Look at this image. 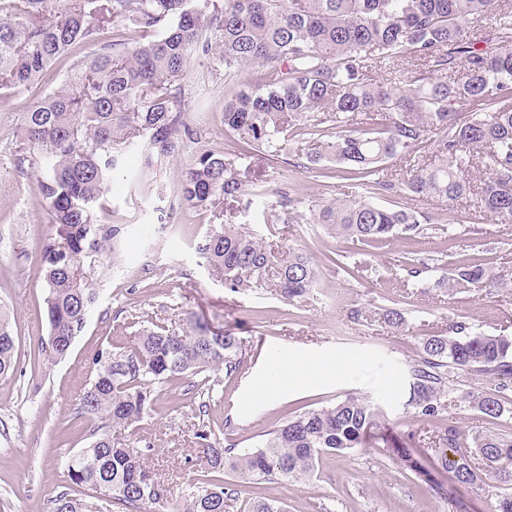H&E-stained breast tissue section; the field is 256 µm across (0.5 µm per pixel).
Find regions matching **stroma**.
<instances>
[{
  "mask_svg": "<svg viewBox=\"0 0 512 512\" xmlns=\"http://www.w3.org/2000/svg\"><path fill=\"white\" fill-rule=\"evenodd\" d=\"M69 72V65H58L38 88L0 93V306L9 313L17 359L14 374L0 379V512H51L58 493H76L65 460L89 444L92 430L79 412L80 399L94 355L118 331L162 325L180 333L196 319L212 330L236 333L244 344L239 372L216 387L207 416H200L194 380L187 377L162 386L140 424V436L153 446L148 464L175 508L184 503L186 485L203 475L198 425H209L224 443L248 450L289 416L333 405L354 392L383 408L399 441L412 433L426 439L436 423L415 420L404 409L423 338L447 335L457 319L512 337V288L491 295L469 288L450 296L407 279L401 265L402 258H419L443 276L456 265L476 263L512 277V225L476 213L469 200L416 202V210L437 225L413 240L373 246L338 240L310 217L329 200L357 194V182L295 167L291 148L279 160L251 151L243 166L254 200L249 210L233 201L216 211L180 204L175 189L194 158L206 150H232L236 142L224 131V100L236 87L225 83L218 54L198 52L182 81L191 103L186 115L191 133L154 169L150 190H139L122 173L113 178L99 216L120 228V241L90 273L98 298L85 328L64 359L48 362L41 255L55 227L39 194L46 169L36 154L20 159L18 148L25 112L40 94L61 86ZM274 190L301 199L298 219L278 220L269 208ZM228 223L311 253L316 287L291 302L266 290L230 292L199 252L210 229ZM335 253L342 255L343 266L329 262ZM355 263L363 272L346 274L344 265ZM354 309L363 310L362 319H351ZM389 309L405 317L403 331L391 332L384 324ZM274 355L300 366L337 363L342 371L291 382L272 401L257 398L254 387ZM489 388L486 378L448 372L444 401L467 434H478L485 423L462 397ZM500 490L494 477L476 489L457 485L441 471L428 477L415 473L392 449L379 446L326 457L309 479L243 485L241 496L280 500L288 512H490Z\"/></svg>",
  "mask_w": 512,
  "mask_h": 512,
  "instance_id": "1",
  "label": "stroma"
}]
</instances>
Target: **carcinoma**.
<instances>
[{
	"instance_id": "1",
	"label": "carcinoma",
	"mask_w": 512,
	"mask_h": 512,
	"mask_svg": "<svg viewBox=\"0 0 512 512\" xmlns=\"http://www.w3.org/2000/svg\"><path fill=\"white\" fill-rule=\"evenodd\" d=\"M491 11L492 0H67L53 14L47 0H11L9 16L0 17V89L34 88L55 63L92 48L65 84L24 116L23 150L42 154L47 173L39 190L57 226L42 255L48 359L67 354L96 302L86 269L119 234L101 222L97 205L126 166L125 148H136L138 175H148L186 129L191 104L182 80L198 50H218L224 81L247 76L224 100V131L241 149L202 152L182 177L181 203L211 210L242 200L249 149L277 157L289 136L313 145L298 166L360 181L363 193L331 201L313 216L334 238L371 245L423 234L428 227L415 211L371 196L452 203L471 193L465 172L477 162L487 174L477 208L512 224V45L477 49L468 38L470 25ZM408 55L425 71L402 86L372 78L384 62ZM461 105L470 111H458ZM393 160L405 164L406 175L389 172ZM200 253L234 293L270 289L288 302L316 282L308 254L290 248L285 257L241 225L212 228ZM405 271L423 281L431 268L417 259ZM433 285L454 292L508 282L467 263ZM242 355L240 337L195 322L181 333L159 327L113 337L93 358V380L80 402L93 442L66 463L80 495L56 496L51 512H98V486L110 489L123 512H168L148 489L151 445L136 446L130 432L149 412L157 386L199 376L208 393L215 386L209 373L222 369L232 377ZM15 367L14 336L0 310V378ZM450 369L492 382L489 392L463 396L491 427L469 440L448 420L433 440L435 464L464 487L485 484L490 473L512 483V437L494 428L512 388V339L458 320L448 335L424 338L410 372L407 406L414 418L442 416ZM384 421L368 398L348 394L289 417L250 451L237 453L204 428L197 433L200 462L210 473L243 481L306 479L323 458L366 447ZM239 494L209 479L188 484L183 497L186 512H226ZM243 512L284 507L255 499Z\"/></svg>"
}]
</instances>
